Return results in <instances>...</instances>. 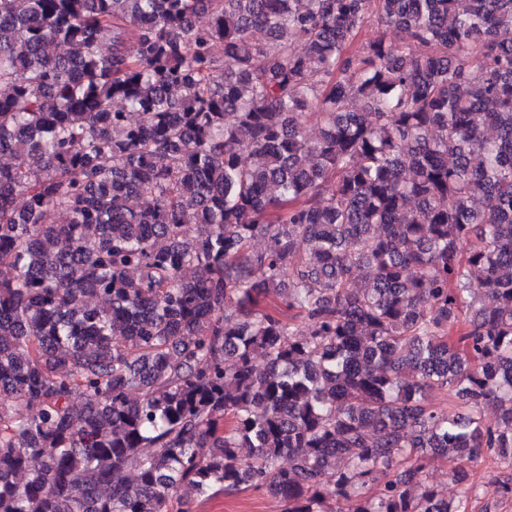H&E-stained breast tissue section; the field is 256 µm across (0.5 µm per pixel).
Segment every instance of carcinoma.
I'll list each match as a JSON object with an SVG mask.
<instances>
[{"instance_id": "cac0c4a2", "label": "carcinoma", "mask_w": 512, "mask_h": 512, "mask_svg": "<svg viewBox=\"0 0 512 512\" xmlns=\"http://www.w3.org/2000/svg\"><path fill=\"white\" fill-rule=\"evenodd\" d=\"M0 156V512L512 471V0H0ZM427 480L442 489L448 496L455 497L459 492L452 477V467L449 463L434 461L427 470Z\"/></svg>"}]
</instances>
